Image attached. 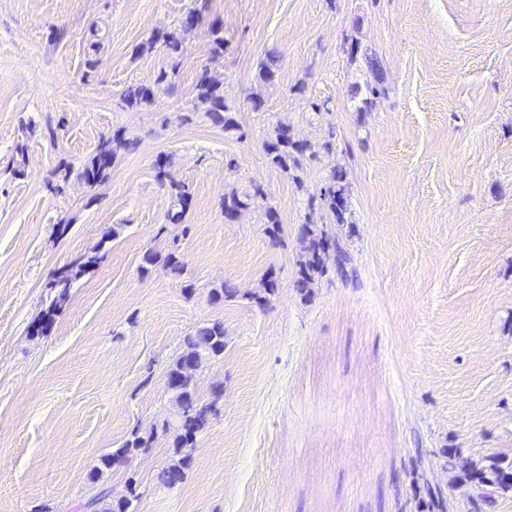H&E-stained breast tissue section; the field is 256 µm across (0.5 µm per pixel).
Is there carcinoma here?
<instances>
[{"instance_id": "cac0c4a2", "label": "carcinoma", "mask_w": 512, "mask_h": 512, "mask_svg": "<svg viewBox=\"0 0 512 512\" xmlns=\"http://www.w3.org/2000/svg\"><path fill=\"white\" fill-rule=\"evenodd\" d=\"M162 44L170 57L171 69H176L179 57L183 55V41L174 34L162 37ZM367 64L373 76V81L365 84V93L376 95L382 90L384 82L383 71L377 58L367 57ZM167 71L159 73L151 86L131 87L124 91L123 102L133 108L148 101L154 91L161 89L166 82ZM195 89L197 99L207 105L206 115L212 122L224 128L230 133L237 130V125L229 115L224 101V89L211 76L206 68L201 69L196 76ZM133 145V141L123 137H104L99 141L95 156L81 172V177L92 184L100 183L107 177V172L115 159L122 151H126ZM264 152L274 165L280 168L293 166L301 168V157L304 149L291 139L288 127L277 125L274 136L264 143ZM156 178L160 186H167L174 192L175 205L179 210L168 212V220L172 224L181 222L185 203L189 198L188 188L174 179L170 172V163L156 165ZM261 195L255 191L254 195L239 197L231 194L224 198V211L233 215L241 210L249 208L254 198ZM310 206L320 211L333 215L336 221L344 220L346 213V195L342 176L333 175L319 188L317 193L310 198ZM302 241V255L300 267L302 273V287L307 288L314 280L315 275H323L328 270V264H334L335 271L340 276L348 273L347 267L351 263L349 252L336 240L331 239L325 233L307 230ZM100 259L96 253L84 254L77 258L73 264L59 272L49 283V288L54 296L50 304L43 312L40 321L50 322L54 319L61 304L66 299L73 282L87 269L95 266ZM145 264L153 266L162 264L168 269L180 273L184 270V262L178 249L171 247L165 254L153 250L144 257ZM224 354V326L219 321L208 322L198 326L194 334L187 338L185 350L171 365L167 373L168 389L172 392L173 400L178 408V426L173 439L175 453L181 455L177 462L161 469L157 475L158 483L163 486H171L184 476V470L188 468L190 454L183 453V449H192L197 445V438L209 424L211 417L215 415V401H204L197 395L196 373L210 360ZM152 447V436H144L137 432L131 434V438L112 452L102 455L100 465L96 471L109 469L123 462L135 451H146ZM464 479L478 489L482 490L478 496L469 501V512H484V509L492 505V500L486 496L485 490L499 489L503 492L512 491V462L491 458L484 464L474 465ZM428 500L423 502L426 512H447V498L441 488L428 483L425 488ZM137 497L136 487H130V497L116 502L110 498L109 491L100 488L85 503V508L91 512H128L131 499Z\"/></svg>"}]
</instances>
